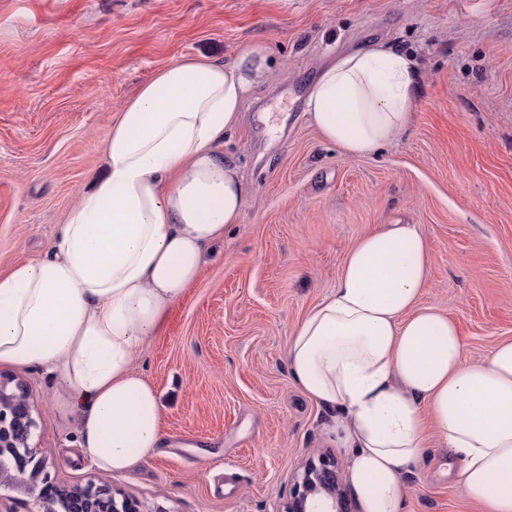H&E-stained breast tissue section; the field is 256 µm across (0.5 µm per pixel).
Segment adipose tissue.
Here are the masks:
<instances>
[{
    "instance_id": "ef3b65f1",
    "label": "adipose tissue",
    "mask_w": 512,
    "mask_h": 512,
    "mask_svg": "<svg viewBox=\"0 0 512 512\" xmlns=\"http://www.w3.org/2000/svg\"><path fill=\"white\" fill-rule=\"evenodd\" d=\"M267 77L257 49L157 72L112 123L104 173L49 254L0 278V365L37 363L56 379L55 402L101 471L132 470L162 445L159 395L133 362L242 221L239 171L222 146ZM416 92L410 60L373 43L326 63L305 105L326 142L359 157L407 130ZM430 262L416 225L363 236L295 331L290 374L328 411L363 512H402L431 428L466 496L512 512V341L468 362L455 322L419 303Z\"/></svg>"
}]
</instances>
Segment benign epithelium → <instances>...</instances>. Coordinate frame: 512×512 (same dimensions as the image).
<instances>
[{
    "label": "benign epithelium",
    "mask_w": 512,
    "mask_h": 512,
    "mask_svg": "<svg viewBox=\"0 0 512 512\" xmlns=\"http://www.w3.org/2000/svg\"><path fill=\"white\" fill-rule=\"evenodd\" d=\"M33 426L24 395L12 394L9 400H0V483L29 491L39 490L41 512H57L45 464L37 458V449L30 444ZM64 512L136 510L126 498L119 497V492L89 482L80 488V493L66 501ZM279 512H353L341 469L324 458L306 462L295 476L293 492Z\"/></svg>",
    "instance_id": "7a95c632"
}]
</instances>
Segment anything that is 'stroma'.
<instances>
[{"instance_id": "obj_1", "label": "stroma", "mask_w": 512, "mask_h": 512, "mask_svg": "<svg viewBox=\"0 0 512 512\" xmlns=\"http://www.w3.org/2000/svg\"><path fill=\"white\" fill-rule=\"evenodd\" d=\"M374 42L413 59L420 89L398 140L349 158L305 100L328 58ZM251 47L269 78L223 147L243 219L134 362L160 395L162 448L102 472L45 369L0 367L27 391L58 485L108 484L139 512H278L306 459L347 466L288 345L347 252L388 224L426 238L420 302L457 323L468 361L512 340V0H0V276L49 253L142 84L181 57L224 64ZM445 456L431 437L404 512H482L441 473Z\"/></svg>"}]
</instances>
